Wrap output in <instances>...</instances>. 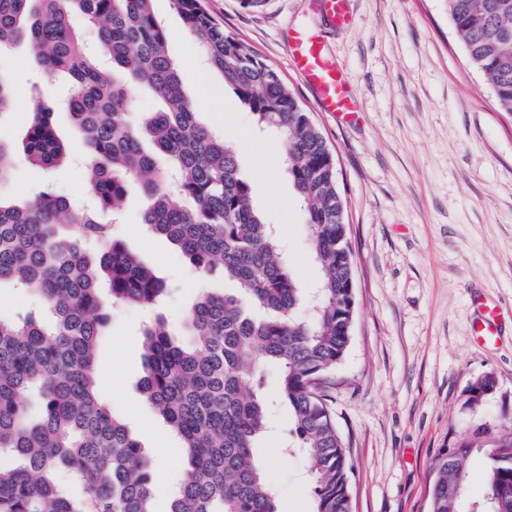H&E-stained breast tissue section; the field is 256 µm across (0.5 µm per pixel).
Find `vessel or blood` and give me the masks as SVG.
I'll return each instance as SVG.
<instances>
[{
  "label": "vessel or blood",
  "mask_w": 512,
  "mask_h": 512,
  "mask_svg": "<svg viewBox=\"0 0 512 512\" xmlns=\"http://www.w3.org/2000/svg\"><path fill=\"white\" fill-rule=\"evenodd\" d=\"M288 53L295 68L315 90L322 111L348 118L352 115L353 94L345 72L325 49L321 31L309 29L293 32L288 40ZM479 318L475 335L479 344L497 341L503 322L501 308L485 300L478 303Z\"/></svg>",
  "instance_id": "obj_1"
}]
</instances>
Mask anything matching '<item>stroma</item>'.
Here are the masks:
<instances>
[{
	"instance_id": "stroma-1",
	"label": "stroma",
	"mask_w": 512,
	"mask_h": 512,
	"mask_svg": "<svg viewBox=\"0 0 512 512\" xmlns=\"http://www.w3.org/2000/svg\"><path fill=\"white\" fill-rule=\"evenodd\" d=\"M210 16L260 55L295 93L336 156L346 198L355 264V314L347 351L330 373L328 403L353 471L354 512H429L432 462L477 427L496 432L512 418V116L499 112L486 79L469 63L448 16L447 0H350L348 25L332 27L315 0H267L257 12L240 0H204ZM172 37L170 53L203 125L240 148L241 173L252 202L277 230L282 258L304 287L317 269L309 255L302 206L283 169L285 145L261 129L199 54H186L183 20L169 0H153ZM318 28L325 48L354 88L357 116L345 121L319 111L313 90L290 64L289 32ZM14 86L0 139L19 143L31 113V93L63 96L61 76L42 74L26 46L0 54V76ZM70 157L44 171L15 152L0 201L31 200L44 187L85 197L83 151L66 112L55 115ZM143 198L130 185L112 236L162 275L173 290L162 307L172 333L186 338V309L199 288L232 292L221 273L203 274L142 222ZM505 314L496 344L475 340V297ZM150 315L114 304L98 346V385L114 415L137 431L153 460L154 512H170L185 470L179 441L146 403L142 329ZM277 364L263 367L262 398L270 430L255 453L275 492L279 512H313L306 457L283 451L292 427L279 395ZM490 374L494 393L466 404L470 385Z\"/></svg>"
}]
</instances>
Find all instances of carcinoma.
I'll return each mask as SVG.
<instances>
[{"instance_id": "1", "label": "carcinoma", "mask_w": 512, "mask_h": 512, "mask_svg": "<svg viewBox=\"0 0 512 512\" xmlns=\"http://www.w3.org/2000/svg\"><path fill=\"white\" fill-rule=\"evenodd\" d=\"M153 0H0V53L29 45L39 69L67 78L64 103L88 157L93 199L78 208L52 188L21 205L0 203V282L36 290L51 317L0 316V512H153L152 463L122 419L103 404L97 345L108 319L101 301L156 307L169 286L112 238L129 182L145 200L143 224L203 271L219 270L234 295L203 289L185 315L190 341L172 338L161 315L142 331L148 404L180 439L187 477L170 512H279L254 454L267 431L261 365L280 367L298 447L307 451L314 512H352L351 465L325 394L349 345L354 276L336 158L309 112L277 72L224 32L202 0H169L207 64L262 128L286 146L284 165L303 203L318 268L309 292L279 261L280 239L256 209L236 148L203 126L169 55ZM97 30L91 48L71 26ZM467 57L512 115V0H448ZM163 107L137 113L141 89ZM14 88L0 77V116ZM57 105L38 94L20 148L52 170L68 159L53 125ZM101 245L90 255L66 230ZM301 303L310 307L295 315ZM486 453L477 512H512V421ZM475 442L461 439L433 461L429 512H458ZM80 484L74 493L59 480Z\"/></svg>"}]
</instances>
